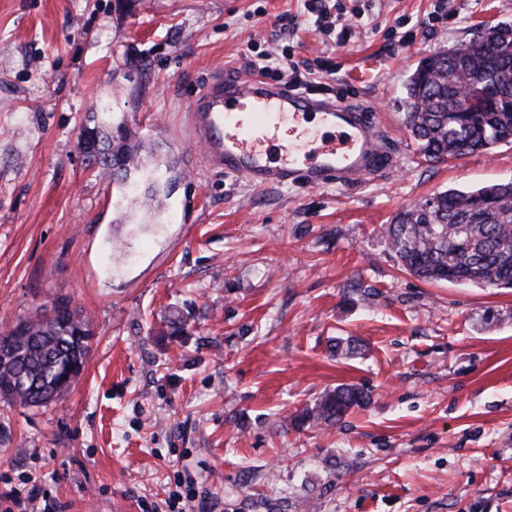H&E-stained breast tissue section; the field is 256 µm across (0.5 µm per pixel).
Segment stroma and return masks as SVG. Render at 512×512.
<instances>
[{
	"label": "stroma",
	"instance_id": "1",
	"mask_svg": "<svg viewBox=\"0 0 512 512\" xmlns=\"http://www.w3.org/2000/svg\"><path fill=\"white\" fill-rule=\"evenodd\" d=\"M356 5L345 39L301 0H0V328L63 302L91 329L61 398L0 400V512L32 481L45 512H168L180 485L205 512H512V290L420 280L385 233L435 193L512 181V143L427 164L406 129L417 62L512 0ZM250 49L331 58L383 170L258 188L207 166L192 97L249 76ZM93 110L182 170L155 215L86 168ZM340 384L369 405L297 425Z\"/></svg>",
	"mask_w": 512,
	"mask_h": 512
}]
</instances>
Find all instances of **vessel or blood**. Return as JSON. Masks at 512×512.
Returning a JSON list of instances; mask_svg holds the SVG:
<instances>
[{
	"instance_id": "b4317fda",
	"label": "vessel or blood",
	"mask_w": 512,
	"mask_h": 512,
	"mask_svg": "<svg viewBox=\"0 0 512 512\" xmlns=\"http://www.w3.org/2000/svg\"><path fill=\"white\" fill-rule=\"evenodd\" d=\"M311 112L330 134L316 155L307 158L300 154L301 134H284L283 126ZM190 123L210 167L259 187H319L336 179L350 183L375 177L384 167L374 121L360 108L256 79L215 73L196 93Z\"/></svg>"
}]
</instances>
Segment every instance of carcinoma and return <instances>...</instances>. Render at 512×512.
I'll return each mask as SVG.
<instances>
[{"label": "carcinoma", "mask_w": 512, "mask_h": 512, "mask_svg": "<svg viewBox=\"0 0 512 512\" xmlns=\"http://www.w3.org/2000/svg\"><path fill=\"white\" fill-rule=\"evenodd\" d=\"M463 87L477 100L467 112L459 98ZM407 94L406 127L417 157L428 163L512 142V23H497L488 36L421 58ZM78 136L85 137L86 165L119 188L153 155L145 141L144 152L135 149V135L124 124L100 123L93 112ZM386 233L404 269L418 278L512 288V181L435 194L398 213ZM90 336L88 320L65 303L1 330L0 396L36 407L60 396L82 372ZM368 402L362 388L340 385L306 409L300 421L338 422Z\"/></svg>", "instance_id": "carcinoma-1"}]
</instances>
